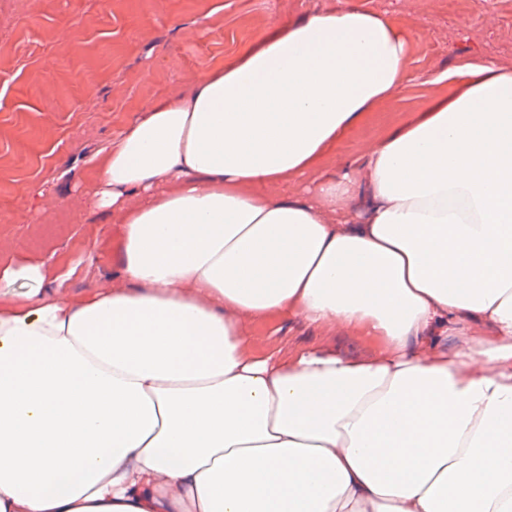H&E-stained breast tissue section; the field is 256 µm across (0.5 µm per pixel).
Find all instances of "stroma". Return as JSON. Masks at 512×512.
Returning <instances> with one entry per match:
<instances>
[{
  "label": "stroma",
  "instance_id": "35a3bbf8",
  "mask_svg": "<svg viewBox=\"0 0 512 512\" xmlns=\"http://www.w3.org/2000/svg\"><path fill=\"white\" fill-rule=\"evenodd\" d=\"M343 6L388 12L409 47L397 96L337 143L333 167L454 96L471 66L512 69V0H0V270L61 264L69 295L115 284L121 227L88 202L98 152L269 27ZM257 332L295 346L325 338L300 319Z\"/></svg>",
  "mask_w": 512,
  "mask_h": 512
}]
</instances>
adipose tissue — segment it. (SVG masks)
<instances>
[{"label": "adipose tissue", "mask_w": 512, "mask_h": 512, "mask_svg": "<svg viewBox=\"0 0 512 512\" xmlns=\"http://www.w3.org/2000/svg\"><path fill=\"white\" fill-rule=\"evenodd\" d=\"M406 47L351 7L270 27L96 155L122 285L0 273V512H512V70L472 67L363 179L268 193L395 96ZM287 316L370 353L268 349Z\"/></svg>", "instance_id": "obj_1"}]
</instances>
